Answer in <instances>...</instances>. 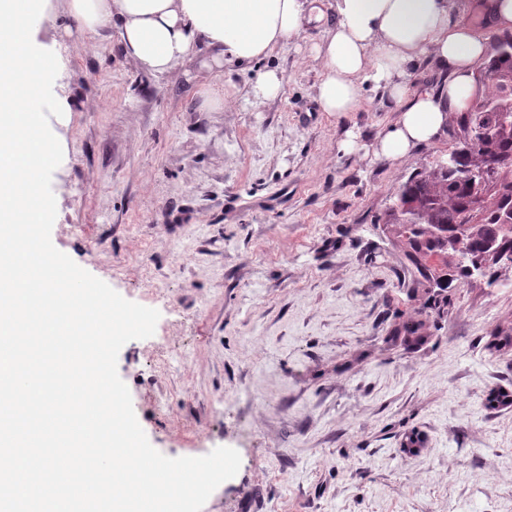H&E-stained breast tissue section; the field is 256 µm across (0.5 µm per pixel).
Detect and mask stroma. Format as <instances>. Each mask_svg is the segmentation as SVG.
Here are the masks:
<instances>
[{"label": "stroma", "instance_id": "35a3bbf8", "mask_svg": "<svg viewBox=\"0 0 512 512\" xmlns=\"http://www.w3.org/2000/svg\"><path fill=\"white\" fill-rule=\"evenodd\" d=\"M319 33L245 69L204 52L157 76L117 28H78L58 0L41 38L68 60L72 111L52 243L160 313L117 360L150 444L239 452L202 512H512V402L487 405L512 395V346H486L512 332V268L450 289L447 313L426 308L381 218L448 142L394 165L346 151L351 135L372 145L394 105L368 86L357 111H322L306 51ZM271 68L282 90L253 107ZM410 319L414 347L394 340ZM282 75L274 69H267L256 75L248 92L249 100L254 107L277 97L282 88Z\"/></svg>", "mask_w": 512, "mask_h": 512}]
</instances>
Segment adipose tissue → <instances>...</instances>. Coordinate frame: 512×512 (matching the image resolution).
<instances>
[{"instance_id":"obj_1","label":"adipose tissue","mask_w":512,"mask_h":512,"mask_svg":"<svg viewBox=\"0 0 512 512\" xmlns=\"http://www.w3.org/2000/svg\"><path fill=\"white\" fill-rule=\"evenodd\" d=\"M82 29L118 26L123 52L155 74L191 59L200 46L213 63L247 66L296 40L310 24L322 34L309 54L323 76V111L352 112L364 85L387 91L398 116L372 146L396 161L444 134L451 113L466 111L476 63L490 50L472 26L453 21L452 0H65ZM446 72L440 91H419L409 70L421 56Z\"/></svg>"}]
</instances>
